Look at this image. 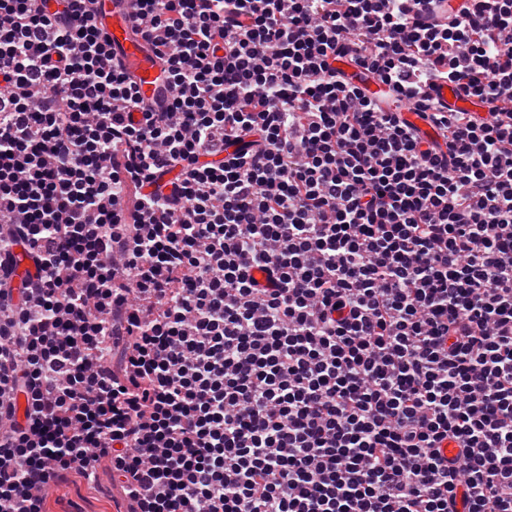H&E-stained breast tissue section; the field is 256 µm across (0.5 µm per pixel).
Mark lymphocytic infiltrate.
Masks as SVG:
<instances>
[{
  "instance_id": "f902f5d3",
  "label": "lymphocytic infiltrate",
  "mask_w": 512,
  "mask_h": 512,
  "mask_svg": "<svg viewBox=\"0 0 512 512\" xmlns=\"http://www.w3.org/2000/svg\"><path fill=\"white\" fill-rule=\"evenodd\" d=\"M95 4L0 0V512H512V0H133L161 110ZM336 68L341 70L351 69L348 73L352 80L365 87L370 95L380 96L386 90L385 85L380 78L372 73L362 72L352 68L349 56L339 57L336 59ZM45 512H123L125 505L112 491L111 484L104 480L90 488L79 479L71 478L67 483L51 490Z\"/></svg>"
}]
</instances>
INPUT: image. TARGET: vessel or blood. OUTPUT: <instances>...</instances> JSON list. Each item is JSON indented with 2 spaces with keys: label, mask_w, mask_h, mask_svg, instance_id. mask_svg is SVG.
<instances>
[{
  "label": "vessel or blood",
  "mask_w": 512,
  "mask_h": 512,
  "mask_svg": "<svg viewBox=\"0 0 512 512\" xmlns=\"http://www.w3.org/2000/svg\"><path fill=\"white\" fill-rule=\"evenodd\" d=\"M101 3L102 8L96 15V21L110 39L122 63L135 77L143 97L149 101L169 97L171 88L163 78L159 64L146 51L142 40L132 33L130 0H101ZM336 66L349 71L352 80L365 87L369 94L378 96L383 93L385 86L380 78L353 69L349 57L337 58Z\"/></svg>",
  "instance_id": "b4317fda"
}]
</instances>
